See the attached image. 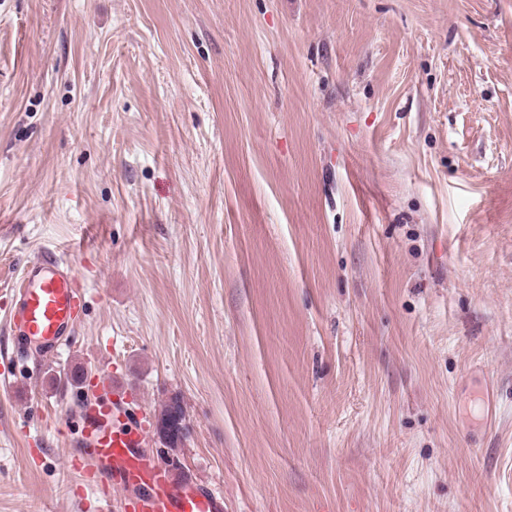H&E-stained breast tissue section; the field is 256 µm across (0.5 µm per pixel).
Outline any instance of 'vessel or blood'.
<instances>
[{"mask_svg":"<svg viewBox=\"0 0 512 512\" xmlns=\"http://www.w3.org/2000/svg\"><path fill=\"white\" fill-rule=\"evenodd\" d=\"M80 306L75 280L63 261L47 252L23 269L8 322L16 340L36 342L51 356L80 322ZM96 381L104 399L82 408L75 448L68 454L81 481L102 488L107 498L119 493L123 512H224L221 493L177 479L143 453L150 431L146 414L131 408L126 389L111 373L100 372Z\"/></svg>","mask_w":512,"mask_h":512,"instance_id":"b4317fda","label":"vessel or blood"}]
</instances>
